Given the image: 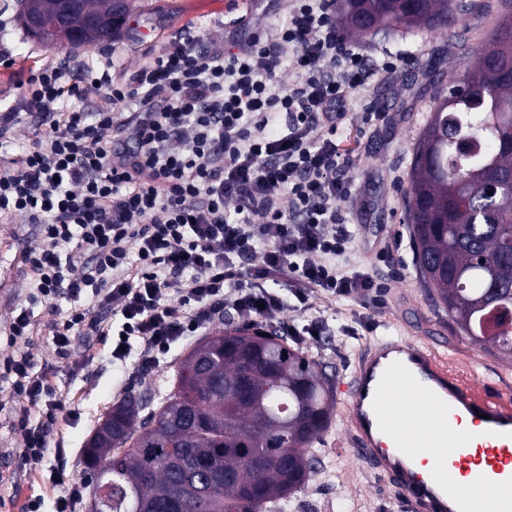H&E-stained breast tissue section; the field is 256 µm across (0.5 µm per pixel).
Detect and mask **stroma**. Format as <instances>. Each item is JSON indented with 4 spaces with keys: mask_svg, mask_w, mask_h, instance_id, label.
<instances>
[{
    "mask_svg": "<svg viewBox=\"0 0 512 512\" xmlns=\"http://www.w3.org/2000/svg\"><path fill=\"white\" fill-rule=\"evenodd\" d=\"M138 2L140 10L121 41L64 54L29 38L17 21L16 0H0V112L21 110L20 82L43 65L71 57L92 69L109 62L119 70L131 68L161 52L170 35L187 20L196 19L206 27L224 18L225 0ZM474 3L461 34L453 30L397 31L383 42L353 41L371 61L390 54L407 60L400 71L371 80V99L381 111L395 113V121L366 124L361 108L352 106L351 124L343 142L353 156L350 173L358 185L356 197L346 205L347 216L362 230L355 249L339 263L352 268L369 252L383 250V258L373 266L386 285L385 300L378 308L367 310L355 300L319 295L312 310L303 314L288 311L276 321L283 329L316 317L324 321V336L303 340L300 346L332 379H348L361 349L376 336L390 333L414 340L441 337L459 362L476 363L491 383L512 388V359L490 354L471 342L430 300L416 273L404 207L413 143L428 115L424 97L412 111H402L406 85L413 74H427L435 60L441 63L438 81L447 82L461 75L481 52L502 11V0ZM36 243L31 225L0 221V272L8 275L0 287V362L16 352H28L35 373L54 385L66 410L51 434L48 455L38 462L24 459V436L17 420L25 411L31 421H38L39 408L14 397L11 378L0 374V512H22L24 502L35 496L43 499L45 512H53L57 497L72 480H86L83 448L113 404L126 394L141 393L150 408H158L171 391L178 363L202 338L198 332L185 337L144 376L134 375L133 360H113L111 346L101 342L77 344L70 358H60L50 324L63 317L69 303L61 298L29 304V279L19 255ZM24 304L31 307L32 333L14 341L9 336V324ZM334 398L332 423L322 442L312 448L318 463L286 512H397L391 487L376 477L353 449L345 428L343 394L335 393ZM53 472L59 476L54 483L49 480Z\"/></svg>",
    "mask_w": 512,
    "mask_h": 512,
    "instance_id": "obj_1",
    "label": "stroma"
}]
</instances>
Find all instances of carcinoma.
Wrapping results in <instances>:
<instances>
[{
    "instance_id": "carcinoma-1",
    "label": "carcinoma",
    "mask_w": 512,
    "mask_h": 512,
    "mask_svg": "<svg viewBox=\"0 0 512 512\" xmlns=\"http://www.w3.org/2000/svg\"><path fill=\"white\" fill-rule=\"evenodd\" d=\"M17 0L27 36L55 50L112 41L111 0ZM459 0H336L340 29L358 38L397 29L456 28ZM406 192L416 266L464 335L512 357V13L473 64L436 86ZM129 394L85 445L100 495L92 512H270L308 481L312 445L335 403L329 376L277 329L227 324L179 362L173 392L143 415Z\"/></svg>"
}]
</instances>
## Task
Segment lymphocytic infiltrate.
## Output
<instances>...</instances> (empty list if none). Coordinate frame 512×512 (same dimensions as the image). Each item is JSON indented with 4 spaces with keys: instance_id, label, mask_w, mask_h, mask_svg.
<instances>
[{
    "instance_id": "1",
    "label": "lymphocytic infiltrate",
    "mask_w": 512,
    "mask_h": 512,
    "mask_svg": "<svg viewBox=\"0 0 512 512\" xmlns=\"http://www.w3.org/2000/svg\"><path fill=\"white\" fill-rule=\"evenodd\" d=\"M281 10L286 22L264 31L245 18L187 22L120 73L44 66L23 84L22 113H0V141L20 115L34 123L32 145L0 159V217L35 225L32 286L71 305L52 326L59 354L83 336L111 339L118 360L135 344L144 374L229 311L272 320L309 310L318 290L378 306L370 270L336 263L356 237L339 137L370 78L403 60L369 63L337 29L336 0H265L264 14ZM89 92L95 111L65 107ZM65 251L85 258L82 271ZM275 279L290 298L269 288ZM86 296L120 324L93 315ZM33 368L25 352L5 362L17 396L41 407L37 424L18 420L23 455L40 460L63 405Z\"/></svg>"
}]
</instances>
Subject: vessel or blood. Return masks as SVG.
I'll list each match as a JSON object with an SVG mask.
<instances>
[{
  "label": "vessel or blood",
  "instance_id": "1",
  "mask_svg": "<svg viewBox=\"0 0 512 512\" xmlns=\"http://www.w3.org/2000/svg\"><path fill=\"white\" fill-rule=\"evenodd\" d=\"M346 409L358 458L398 491L399 512H512V390L460 365L445 345L403 336L369 343ZM464 416L488 445L470 447L453 432Z\"/></svg>",
  "mask_w": 512,
  "mask_h": 512
}]
</instances>
